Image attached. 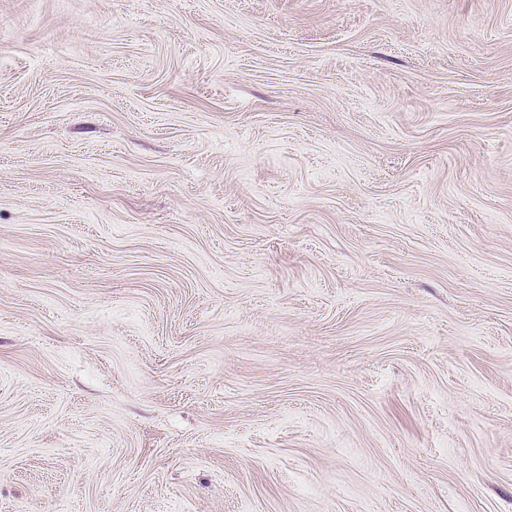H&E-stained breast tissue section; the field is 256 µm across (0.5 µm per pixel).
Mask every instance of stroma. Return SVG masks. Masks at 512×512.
Listing matches in <instances>:
<instances>
[{"mask_svg": "<svg viewBox=\"0 0 512 512\" xmlns=\"http://www.w3.org/2000/svg\"><path fill=\"white\" fill-rule=\"evenodd\" d=\"M0 512H512V0H0Z\"/></svg>", "mask_w": 512, "mask_h": 512, "instance_id": "1", "label": "stroma"}]
</instances>
